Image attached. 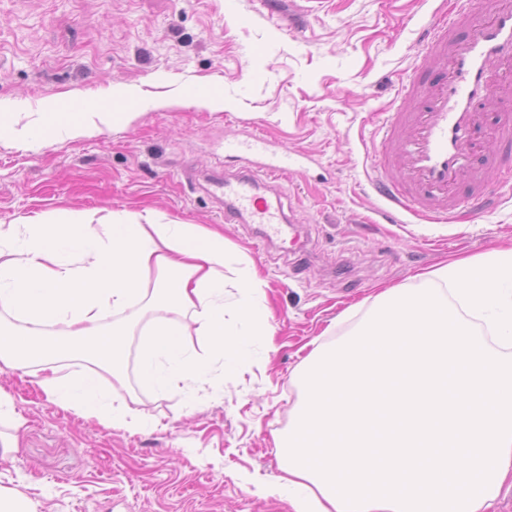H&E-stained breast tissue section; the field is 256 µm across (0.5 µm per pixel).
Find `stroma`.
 Segmentation results:
<instances>
[{"instance_id": "1", "label": "stroma", "mask_w": 512, "mask_h": 512, "mask_svg": "<svg viewBox=\"0 0 512 512\" xmlns=\"http://www.w3.org/2000/svg\"><path fill=\"white\" fill-rule=\"evenodd\" d=\"M435 0H325L276 23L259 0H0V222L59 211L154 210L219 230L225 294L242 265L266 281L271 333L246 364L175 394L137 389L138 433L62 408L21 371L0 373V490L33 512H294L275 493L277 437L314 344L350 332L383 288L418 287L452 258L512 247V189L467 224H390L365 177L371 114L385 112ZM206 95L216 108L193 101ZM88 103L94 134L17 147L44 113ZM133 120H125V113ZM259 128L320 164L285 182L307 246L255 250L256 227L225 222L190 190L224 137Z\"/></svg>"}]
</instances>
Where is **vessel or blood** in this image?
I'll return each instance as SVG.
<instances>
[{
    "instance_id": "1",
    "label": "vessel or blood",
    "mask_w": 512,
    "mask_h": 512,
    "mask_svg": "<svg viewBox=\"0 0 512 512\" xmlns=\"http://www.w3.org/2000/svg\"><path fill=\"white\" fill-rule=\"evenodd\" d=\"M218 150L242 168L189 176L192 189L225 219L261 225L263 240L287 238L295 213L280 185L313 156L258 129ZM366 176L388 221L466 223L482 211L489 180L512 186V0H444L434 10L377 124Z\"/></svg>"
}]
</instances>
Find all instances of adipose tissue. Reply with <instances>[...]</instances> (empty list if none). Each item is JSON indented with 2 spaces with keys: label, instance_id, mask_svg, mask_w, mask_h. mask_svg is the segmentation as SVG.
I'll use <instances>...</instances> for the list:
<instances>
[{
  "label": "adipose tissue",
  "instance_id": "1",
  "mask_svg": "<svg viewBox=\"0 0 512 512\" xmlns=\"http://www.w3.org/2000/svg\"><path fill=\"white\" fill-rule=\"evenodd\" d=\"M2 253L0 313L13 322L0 324V367L34 368L50 399L119 428L144 422L121 403L103 410L96 372L123 380L132 336L140 383L167 393L207 382L212 361L242 362L248 339L269 333L264 280L247 273L243 301L225 303L224 238L198 224H163L149 211L38 215L22 232L0 224ZM68 355L93 371L64 374Z\"/></svg>",
  "mask_w": 512,
  "mask_h": 512
}]
</instances>
